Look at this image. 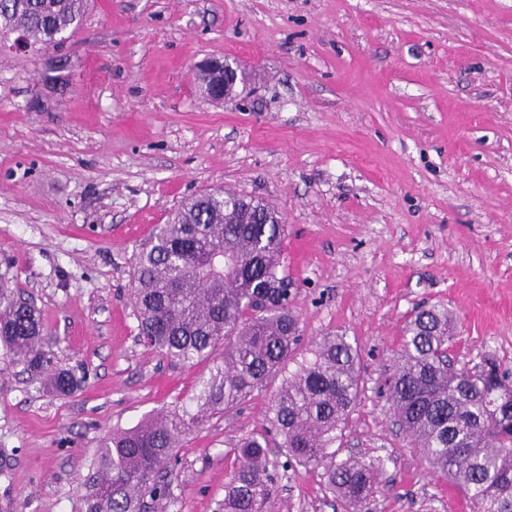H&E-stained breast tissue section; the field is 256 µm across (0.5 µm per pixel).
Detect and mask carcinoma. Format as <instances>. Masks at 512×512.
I'll list each match as a JSON object with an SVG mask.
<instances>
[{"instance_id":"carcinoma-1","label":"carcinoma","mask_w":512,"mask_h":512,"mask_svg":"<svg viewBox=\"0 0 512 512\" xmlns=\"http://www.w3.org/2000/svg\"><path fill=\"white\" fill-rule=\"evenodd\" d=\"M88 0H0V39L24 33L40 51L83 24ZM286 224L266 202L236 192H203L143 243L132 267V306L153 352L178 365L206 364L190 406L161 410L101 440L87 512H146L167 496L175 450L217 414L240 406L268 380L281 385L269 429L235 444L236 467L222 512H271L277 467L323 469L345 512H363L376 463L338 459L363 390L361 348L340 332L305 345L284 264ZM454 314L417 310L395 351L390 400L400 426L433 473L448 479L473 512H512V370L493 357L471 372L454 367ZM0 347L59 395L80 384L54 367L38 311L0 284ZM276 435L286 462L270 460Z\"/></svg>"}]
</instances>
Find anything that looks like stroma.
Here are the masks:
<instances>
[{
  "mask_svg": "<svg viewBox=\"0 0 512 512\" xmlns=\"http://www.w3.org/2000/svg\"><path fill=\"white\" fill-rule=\"evenodd\" d=\"M47 81L0 53V277L34 302L60 396L0 354V512H86L103 437L191 397L202 366L137 340L139 244L217 188L285 218L305 340L367 366L345 448L381 459L368 512H471L395 424L387 379L415 307L456 315L460 363L512 367V0H90ZM247 83L207 100L194 63ZM280 385L210 418L150 512H218L234 445ZM274 512H343L322 471L277 470ZM196 72L199 70H204L207 72H211L214 74H223L224 79V94L218 99L226 100L228 99V88L229 85L233 84L237 78L238 73L240 72V66L236 61H231L228 58L224 57L220 58H212L202 60L195 65Z\"/></svg>",
  "mask_w": 512,
  "mask_h": 512,
  "instance_id": "stroma-1",
  "label": "stroma"
}]
</instances>
